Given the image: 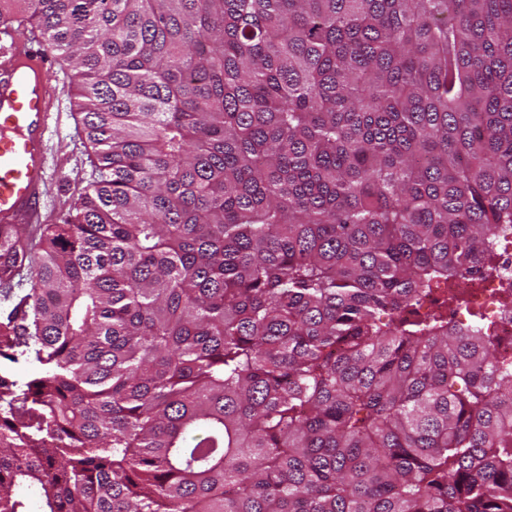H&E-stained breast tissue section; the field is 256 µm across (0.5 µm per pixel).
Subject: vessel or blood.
Wrapping results in <instances>:
<instances>
[{
    "label": "vessel or blood",
    "mask_w": 512,
    "mask_h": 512,
    "mask_svg": "<svg viewBox=\"0 0 512 512\" xmlns=\"http://www.w3.org/2000/svg\"><path fill=\"white\" fill-rule=\"evenodd\" d=\"M52 67L44 43L0 36V236L34 223L45 204Z\"/></svg>",
    "instance_id": "obj_1"
}]
</instances>
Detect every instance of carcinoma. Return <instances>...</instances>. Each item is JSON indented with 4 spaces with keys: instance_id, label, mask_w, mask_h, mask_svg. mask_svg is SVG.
Segmentation results:
<instances>
[{
    "instance_id": "carcinoma-1",
    "label": "carcinoma",
    "mask_w": 512,
    "mask_h": 512,
    "mask_svg": "<svg viewBox=\"0 0 512 512\" xmlns=\"http://www.w3.org/2000/svg\"><path fill=\"white\" fill-rule=\"evenodd\" d=\"M92 168L0 255V512H512V0H0ZM445 301L418 314L434 289ZM507 243L509 246L497 254V271L483 278L461 279L457 288L465 290L472 300L479 302V309L487 311L491 331L502 339L500 355L512 358V236ZM468 307L469 311L478 310L470 301Z\"/></svg>"
}]
</instances>
